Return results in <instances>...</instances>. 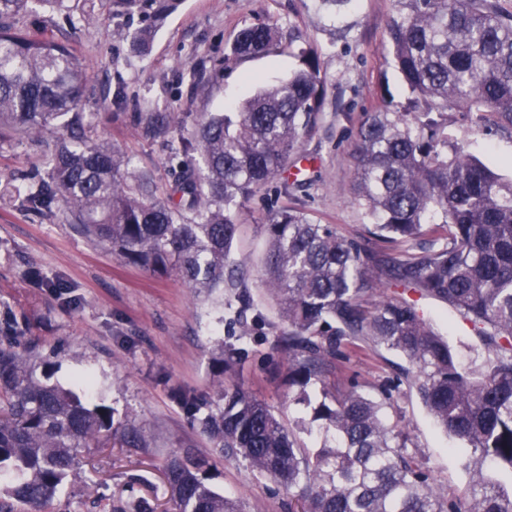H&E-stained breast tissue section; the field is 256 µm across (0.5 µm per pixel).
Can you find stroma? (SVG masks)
<instances>
[{"mask_svg":"<svg viewBox=\"0 0 512 512\" xmlns=\"http://www.w3.org/2000/svg\"><path fill=\"white\" fill-rule=\"evenodd\" d=\"M393 14V0H352L338 16L318 0H182L145 54L133 46L140 17L122 14L113 0H67L64 11L23 18L25 28L73 48L87 75L92 137L112 142L161 197L171 193L182 159L181 132L157 134V117L229 111L257 83L286 78L297 65L294 48L317 54L325 88L317 125L297 153L303 167L297 185L284 188L278 176L241 203L231 252L236 281L208 295L177 276L158 277L124 262L70 225L19 210L10 201L17 178L43 174L44 150L24 139L0 143V328H23L50 363L53 382L76 391L80 377L91 378L86 400L111 405L117 420L133 422L149 437L138 450L90 449L95 473L78 470L43 512H111L113 503L139 501L176 512L161 470L187 450L209 459L212 484L240 499L244 512H288L287 491L255 477L245 461L219 457L184 401L204 406L215 399L212 358L221 348L232 357L234 381L279 411L298 446L322 443L311 408L292 401L287 365L273 347L287 325L264 280L271 210L302 208L369 252L416 255L429 246L426 237L378 240L353 201L360 124L384 95L396 108L407 105L387 51ZM260 22L276 24L291 48L233 55L240 31ZM450 131L471 155L512 178V134L475 124ZM418 305L458 350L476 344L468 324L445 303L423 297ZM345 354L337 391L354 388L377 398L393 387L389 413L410 432L433 484L463 491L468 475L456 441L401 383L406 360L369 342L346 347Z\"/></svg>","mask_w":512,"mask_h":512,"instance_id":"35a3bbf8","label":"stroma"}]
</instances>
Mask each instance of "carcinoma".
<instances>
[{
	"label": "carcinoma",
	"mask_w": 512,
	"mask_h": 512,
	"mask_svg": "<svg viewBox=\"0 0 512 512\" xmlns=\"http://www.w3.org/2000/svg\"><path fill=\"white\" fill-rule=\"evenodd\" d=\"M146 13L134 40L145 52L181 0H113ZM63 0H0V142L63 129L46 173L16 189L14 201L39 219H61L93 244L153 274H177L195 291L224 287L237 207L274 178L317 123L324 81L315 54L300 49L288 78L258 87L232 112L205 113L181 141L173 195L129 184L128 161L107 140H88L84 75L72 49L18 26L35 7ZM388 53L411 98L380 106L361 124L352 158L354 201L380 235L445 240L418 256L368 255L296 207L267 224L265 282L287 330L275 347L288 356L295 401L323 386L331 402L313 408L333 443L296 447L274 409L221 382L215 409L198 418L218 453L242 457L256 475L284 487L299 512H512V179L505 180L448 134L460 120L512 132V15L494 0H395ZM279 46L270 23L243 28L233 53ZM403 292H398V289ZM412 290L448 304L479 345L468 362L433 320L403 296ZM0 347V512L15 501L41 512L79 468L81 449L107 436L143 448L114 409L89 406L50 382L35 347ZM367 340L403 356L408 387L436 424L459 440L469 482L460 493L427 483L410 435L387 418L391 389L373 399L333 392L343 347ZM208 460L191 452L165 466L178 512H242L208 483Z\"/></svg>",
	"instance_id": "carcinoma-1"
}]
</instances>
